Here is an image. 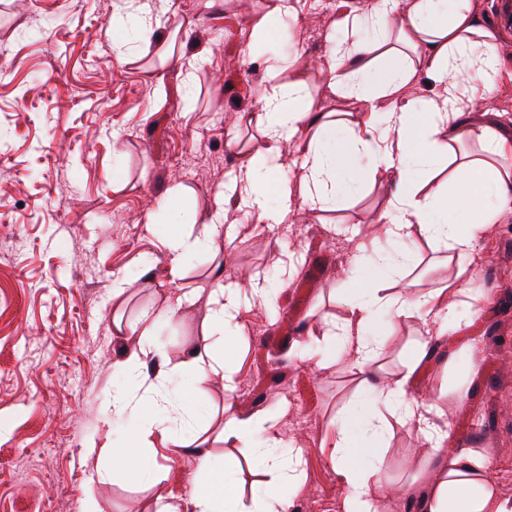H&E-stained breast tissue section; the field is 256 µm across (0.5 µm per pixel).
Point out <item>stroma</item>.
Returning <instances> with one entry per match:
<instances>
[{
    "instance_id": "stroma-1",
    "label": "stroma",
    "mask_w": 512,
    "mask_h": 512,
    "mask_svg": "<svg viewBox=\"0 0 512 512\" xmlns=\"http://www.w3.org/2000/svg\"><path fill=\"white\" fill-rule=\"evenodd\" d=\"M155 18L135 41L139 53L121 61L112 16L123 0H0V512H161L198 479L193 455L170 456L158 447L160 468L146 481L113 469L92 443L134 434L113 419L112 365L141 344L142 310L165 308L174 291L187 298L164 326L154 328L158 351L145 375L164 363L186 371L189 348L210 345L238 365L233 399L239 413L277 420L282 445L302 451L301 483L290 488L303 512H345L347 490L329 453L336 423L360 401V378L345 361L314 370L304 350L321 339L325 318L340 316L356 244L379 235V212L390 189L366 187L335 210L304 211L270 226L229 209L213 250L172 273L162 220L172 184L187 189L185 224L206 236L208 210L242 162L228 142L250 136L235 125L256 112L267 91L265 60L248 53L250 19L270 0H142ZM353 0H300L297 17L276 23L269 50L303 57L305 70H284L280 82L307 83L316 111L352 112L355 102L325 95L319 63L329 35L342 33ZM179 54L162 58L170 35ZM473 111L494 113L512 131V49L490 101ZM413 260L400 287L421 294L455 280L459 260L425 240L411 245ZM477 274L458 281L459 301L477 311L474 322L445 336L427 333L416 319L382 325V362L406 372L408 353L427 344L428 371L411 373L408 390L453 404L451 445L482 448L488 474L512 500V230L494 225L477 243ZM289 284L276 298L277 315L242 303V334L230 350L210 336L209 293L214 276L233 285L254 277ZM127 280L120 300L112 282ZM126 331L115 335L113 316ZM479 341L469 355L466 345ZM475 357V373L467 359ZM205 410L183 424L181 437L200 438L216 461L232 467L243 499L273 489L269 474L224 438V385L201 387ZM427 447L408 426H395L384 450L381 512H420Z\"/></svg>"
}]
</instances>
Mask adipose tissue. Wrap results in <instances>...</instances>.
I'll return each mask as SVG.
<instances>
[{
  "mask_svg": "<svg viewBox=\"0 0 512 512\" xmlns=\"http://www.w3.org/2000/svg\"><path fill=\"white\" fill-rule=\"evenodd\" d=\"M397 0H358L352 27L366 26L372 37L363 43L343 38L332 41L320 66L326 87L336 96L363 104L360 112L334 110L315 112L307 105L304 81L290 84L279 93L281 62L269 60L265 80L271 94L265 95L260 111L247 115V122L260 134V144L232 137L230 146L244 160L223 191L215 197L216 213L229 207L244 208L281 223L292 212V200L301 209L326 211L335 208L341 194L356 185L372 182L391 186L380 220L389 242L402 244L414 235H425L434 244L463 258L459 275L480 237L503 216H512V137L487 121L468 115L457 73L472 70L482 78L483 93H491L501 64L502 39L486 23L475 0H406L401 21H394ZM426 64L432 82L430 93L412 94L419 64ZM303 132L300 176L290 179L266 167L267 157L280 153L285 140ZM477 141L481 151L470 154L461 146ZM371 159L367 171H359V158ZM448 175V204H441L433 179ZM277 192L280 212L267 208L270 192ZM466 212L460 223L458 212ZM353 289L344 302L341 318L331 322L327 334L334 348H320L309 358L324 369L336 358L345 359L360 375L361 384L373 397L368 411L351 410L336 431L331 461L348 490L346 512H379L372 472L360 459H380L378 442L390 420L408 424L432 450L437 473L421 498L422 512H512L488 477L484 456L473 449L448 447L446 410L435 401H421L408 392V373L427 355L425 347L411 351L406 375H389L380 358L382 337L373 333L379 311L392 319L420 318L436 335L453 331L464 320L458 310L456 288H440L420 295L395 287L392 265L378 250L358 245L350 258ZM271 305L274 291L254 278L236 287L223 285L211 293V333L225 338L237 335L241 298ZM166 377H158L149 396L117 388L112 395V413L136 421L141 441L152 436L170 439L174 411L192 415L203 404L195 394L171 395ZM262 433V442L252 448L265 467L292 485L297 479L301 456L282 454L276 425L256 428L252 419L233 411L224 413V433L251 439ZM180 452H193L208 478L194 484L183 504L167 506L165 512H242L240 498L229 469L211 465L209 449H189L179 442Z\"/></svg>",
  "mask_w": 512,
  "mask_h": 512,
  "instance_id": "adipose-tissue-1",
  "label": "adipose tissue"
}]
</instances>
